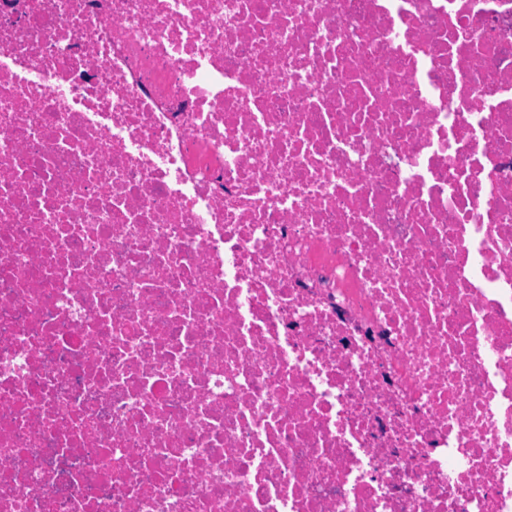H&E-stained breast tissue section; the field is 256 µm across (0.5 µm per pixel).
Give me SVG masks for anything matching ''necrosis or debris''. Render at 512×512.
I'll list each match as a JSON object with an SVG mask.
<instances>
[{
  "mask_svg": "<svg viewBox=\"0 0 512 512\" xmlns=\"http://www.w3.org/2000/svg\"><path fill=\"white\" fill-rule=\"evenodd\" d=\"M0 8V512H512V0Z\"/></svg>",
  "mask_w": 512,
  "mask_h": 512,
  "instance_id": "necrosis-or-debris-1",
  "label": "necrosis or debris"
}]
</instances>
